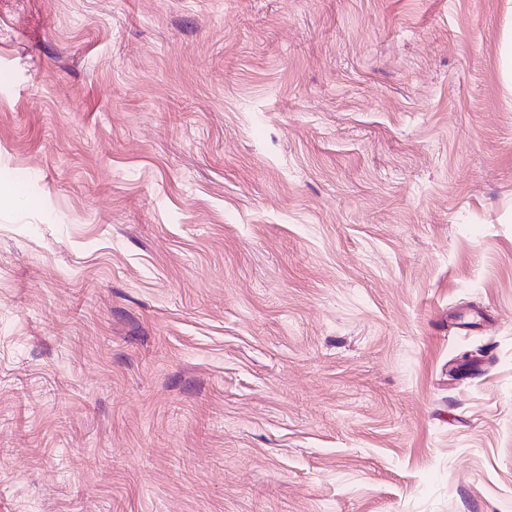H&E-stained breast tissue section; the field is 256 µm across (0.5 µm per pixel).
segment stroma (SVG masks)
Listing matches in <instances>:
<instances>
[{
  "mask_svg": "<svg viewBox=\"0 0 512 512\" xmlns=\"http://www.w3.org/2000/svg\"><path fill=\"white\" fill-rule=\"evenodd\" d=\"M0 512H512V0H0Z\"/></svg>",
  "mask_w": 512,
  "mask_h": 512,
  "instance_id": "35a3bbf8",
  "label": "stroma"
}]
</instances>
